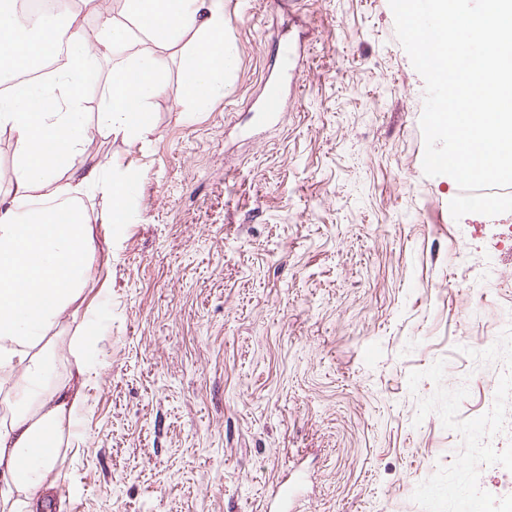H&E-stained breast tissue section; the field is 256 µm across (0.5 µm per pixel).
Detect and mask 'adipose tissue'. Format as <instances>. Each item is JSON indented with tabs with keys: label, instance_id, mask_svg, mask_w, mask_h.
Returning a JSON list of instances; mask_svg holds the SVG:
<instances>
[{
	"label": "adipose tissue",
	"instance_id": "1",
	"mask_svg": "<svg viewBox=\"0 0 512 512\" xmlns=\"http://www.w3.org/2000/svg\"><path fill=\"white\" fill-rule=\"evenodd\" d=\"M94 18L86 29L85 18ZM148 49L128 53L134 30ZM66 50L52 82L12 83L0 95V129L14 143L9 198L0 200V389L20 408L0 426V512H41L55 487V454L34 453V442L55 437L83 404L81 390L45 377L43 341L62 317H78L94 262L92 227L126 221L125 201L136 190L109 161L83 167L74 156L95 136L133 143L146 139L150 102L165 91L167 53L179 58L189 112L207 111L223 97L236 66L224 35V0H71L65 15L24 26L16 0H0V73L13 74ZM125 57L102 74L101 61ZM106 79L108 100L95 124L83 118L80 88ZM100 195L95 214L74 208L31 209V201Z\"/></svg>",
	"mask_w": 512,
	"mask_h": 512
}]
</instances>
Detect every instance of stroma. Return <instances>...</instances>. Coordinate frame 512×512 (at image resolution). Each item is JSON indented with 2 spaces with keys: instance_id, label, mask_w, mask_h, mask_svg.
Here are the masks:
<instances>
[{
  "instance_id": "1",
  "label": "stroma",
  "mask_w": 512,
  "mask_h": 512,
  "mask_svg": "<svg viewBox=\"0 0 512 512\" xmlns=\"http://www.w3.org/2000/svg\"><path fill=\"white\" fill-rule=\"evenodd\" d=\"M237 65L205 112L178 61L144 143L95 138L136 186L52 331L49 378L93 370L55 512H512V212L453 219L426 176L424 80L389 0H224ZM277 122L257 119L285 54ZM496 437L502 465L467 431Z\"/></svg>"
}]
</instances>
